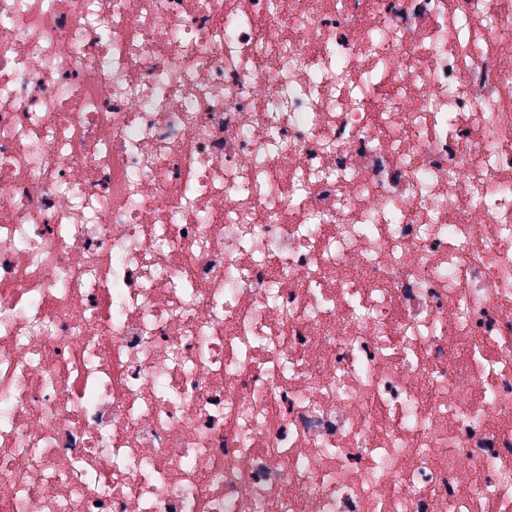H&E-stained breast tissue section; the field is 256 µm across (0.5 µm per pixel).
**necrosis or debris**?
<instances>
[{
    "label": "necrosis or debris",
    "instance_id": "necrosis-or-debris-1",
    "mask_svg": "<svg viewBox=\"0 0 512 512\" xmlns=\"http://www.w3.org/2000/svg\"><path fill=\"white\" fill-rule=\"evenodd\" d=\"M0 512H512V0H0Z\"/></svg>",
    "mask_w": 512,
    "mask_h": 512
}]
</instances>
